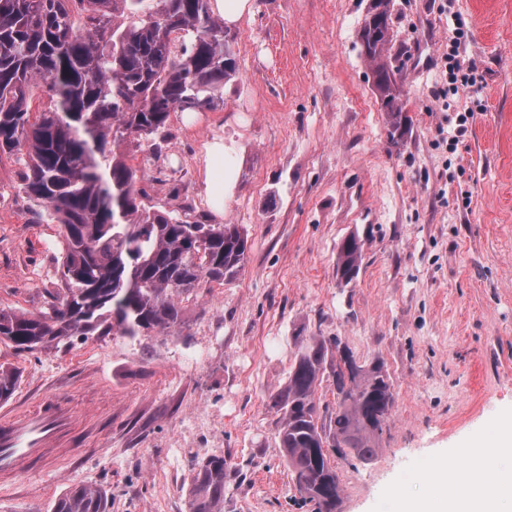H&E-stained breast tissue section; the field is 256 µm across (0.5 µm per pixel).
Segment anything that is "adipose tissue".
<instances>
[{
	"label": "adipose tissue",
	"mask_w": 512,
	"mask_h": 512,
	"mask_svg": "<svg viewBox=\"0 0 512 512\" xmlns=\"http://www.w3.org/2000/svg\"><path fill=\"white\" fill-rule=\"evenodd\" d=\"M222 141L207 144L203 159L208 202L216 215L224 213V193L233 181ZM498 453L509 465L496 480H488L489 457L486 448L463 449L464 470L441 463L430 473L433 495L428 500L406 501L401 512H502L505 501H512V430L499 439Z\"/></svg>",
	"instance_id": "ef3b65f1"
}]
</instances>
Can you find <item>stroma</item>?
Returning a JSON list of instances; mask_svg holds the SVG:
<instances>
[{
  "label": "stroma",
  "mask_w": 512,
  "mask_h": 512,
  "mask_svg": "<svg viewBox=\"0 0 512 512\" xmlns=\"http://www.w3.org/2000/svg\"><path fill=\"white\" fill-rule=\"evenodd\" d=\"M251 4L225 28L238 69L214 105L190 127L172 113L126 150L145 204L213 224L203 155L223 139L236 178L221 219L246 231L245 265L182 299L184 324L167 335L0 343V365L19 373L8 407L62 392L77 422L63 469L22 467L0 483V512H53L77 485L105 491L108 512H189L192 461L212 453L238 470L224 512H315L268 406L301 336L382 363L393 393L376 459L335 461L338 512H397L428 491L433 464L512 426V0H393L410 118L395 143L359 40L372 0ZM461 28L478 90L443 99ZM465 111L449 146L442 132ZM23 171L0 154V308L37 313L64 252ZM353 233L363 261L343 285L336 255Z\"/></svg>",
  "instance_id": "35a3bbf8"
}]
</instances>
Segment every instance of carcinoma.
<instances>
[{"mask_svg":"<svg viewBox=\"0 0 512 512\" xmlns=\"http://www.w3.org/2000/svg\"><path fill=\"white\" fill-rule=\"evenodd\" d=\"M365 20L364 56L390 135L408 117L392 70L391 13ZM237 71L224 23L209 0H0V154L24 161V189L61 224L64 288L37 314L0 309V341L18 352L76 336L134 338L169 333L182 323L180 302L202 281L222 283L242 269L247 233L237 224H190L143 203L136 171L120 151L130 135H151L170 113L213 104ZM40 82L49 106L32 111ZM363 243L352 235L336 257V277L357 275ZM337 338L303 337L287 382L269 395L276 435L291 479L317 512H337L340 482L328 443L369 463L393 406L391 386L375 364H336V408L317 386ZM18 372L0 367V401ZM224 457L199 460L189 512H224ZM53 512H107V494L80 485Z\"/></svg>","mask_w":512,"mask_h":512,"instance_id":"obj_1","label":"carcinoma"}]
</instances>
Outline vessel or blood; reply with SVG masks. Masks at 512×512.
<instances>
[{"label":"vessel or blood","mask_w":512,"mask_h":512,"mask_svg":"<svg viewBox=\"0 0 512 512\" xmlns=\"http://www.w3.org/2000/svg\"><path fill=\"white\" fill-rule=\"evenodd\" d=\"M72 425L71 415L55 398L49 399L43 409L0 418V475H14L26 462L36 458L54 465V458L48 457L46 450Z\"/></svg>","instance_id":"1"}]
</instances>
